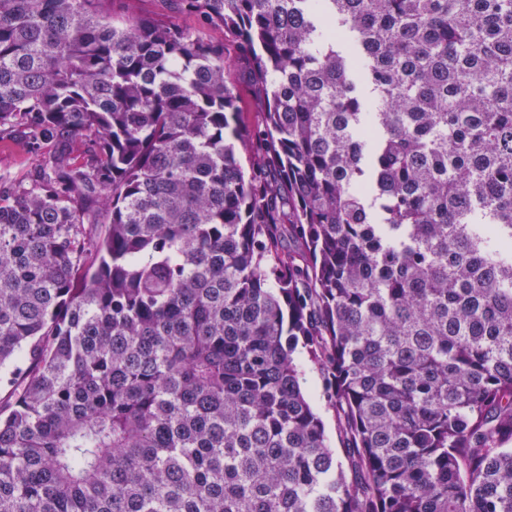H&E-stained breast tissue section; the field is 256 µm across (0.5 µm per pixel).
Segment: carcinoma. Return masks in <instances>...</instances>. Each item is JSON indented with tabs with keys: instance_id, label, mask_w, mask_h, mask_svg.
I'll use <instances>...</instances> for the list:
<instances>
[{
	"instance_id": "carcinoma-1",
	"label": "carcinoma",
	"mask_w": 512,
	"mask_h": 512,
	"mask_svg": "<svg viewBox=\"0 0 512 512\" xmlns=\"http://www.w3.org/2000/svg\"><path fill=\"white\" fill-rule=\"evenodd\" d=\"M138 2L0 0V512H512V0ZM43 155L18 144L8 149H0V174L7 173L16 178H25L43 163ZM298 357L303 374V391L324 423L330 448L335 451L336 458L345 464L344 443L337 429L336 411L324 397L323 376L317 367L308 360L301 344L298 346Z\"/></svg>"
}]
</instances>
